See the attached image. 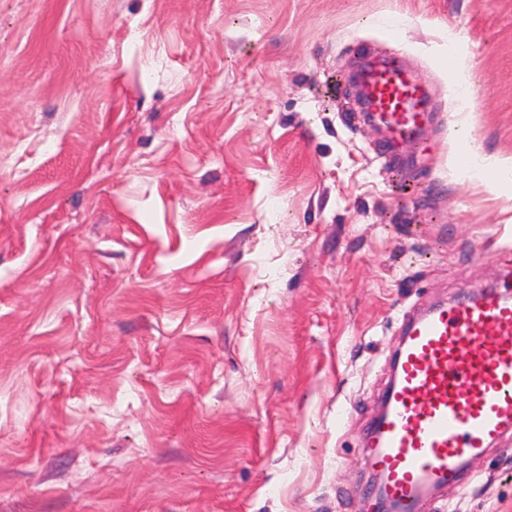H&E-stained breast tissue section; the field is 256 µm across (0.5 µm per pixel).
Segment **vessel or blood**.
Instances as JSON below:
<instances>
[{"label":"vessel or blood","instance_id":"1","mask_svg":"<svg viewBox=\"0 0 512 512\" xmlns=\"http://www.w3.org/2000/svg\"><path fill=\"white\" fill-rule=\"evenodd\" d=\"M368 118L391 145L415 140L424 92L390 62L361 75ZM381 411L364 435L374 493L397 512L471 476L468 459L512 435V288L493 287L405 316Z\"/></svg>","mask_w":512,"mask_h":512}]
</instances>
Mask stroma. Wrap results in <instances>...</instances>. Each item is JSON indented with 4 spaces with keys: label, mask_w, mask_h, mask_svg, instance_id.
<instances>
[{
    "label": "stroma",
    "mask_w": 512,
    "mask_h": 512,
    "mask_svg": "<svg viewBox=\"0 0 512 512\" xmlns=\"http://www.w3.org/2000/svg\"><path fill=\"white\" fill-rule=\"evenodd\" d=\"M512 0H0V512H368L404 313L512 285ZM426 89L387 151L348 77ZM423 512H512V436ZM459 114L462 117L456 122V127L451 131V136L455 141L466 142L469 141V119L468 115ZM470 146L469 151L475 159V166L469 174L470 178L486 185L491 191L503 186H511L512 157L488 156L474 142H470ZM508 175H510V178L507 177Z\"/></svg>",
    "instance_id": "obj_1"
}]
</instances>
